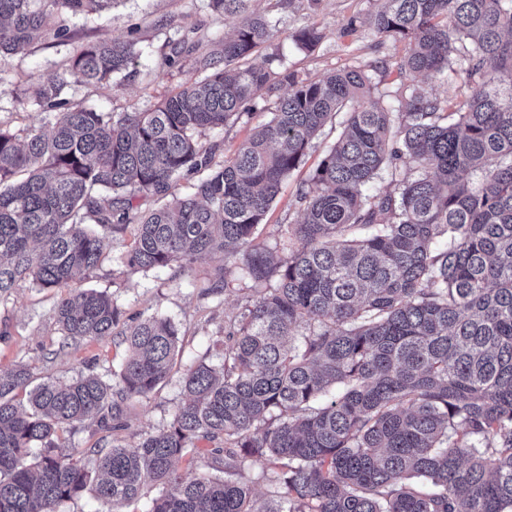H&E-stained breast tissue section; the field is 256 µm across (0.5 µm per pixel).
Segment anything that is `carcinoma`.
<instances>
[{
    "instance_id": "1",
    "label": "carcinoma",
    "mask_w": 512,
    "mask_h": 512,
    "mask_svg": "<svg viewBox=\"0 0 512 512\" xmlns=\"http://www.w3.org/2000/svg\"><path fill=\"white\" fill-rule=\"evenodd\" d=\"M114 0H0V57L47 21L102 13ZM239 15L209 71L146 112L114 115L59 98L70 77L108 83L139 58L129 41L83 45L52 83L17 97L50 116L47 134L0 127V302L20 284L68 286L99 267L103 238L135 226L132 272L220 256L217 288L242 291L222 349L182 375L170 422L128 449L64 444L88 420L120 427L122 404L168 377L180 334L155 312L131 322L105 291L74 287L56 307L57 352L123 337L117 377L31 386L0 372V512H57L92 492L123 512L154 484L148 512H512V0H377L373 35L407 41L398 112L365 99L360 68L302 82L250 58L279 20L246 0H211ZM316 46L323 34L300 28ZM461 70L480 77L461 100L422 88ZM271 118L216 160L206 132L280 86ZM345 119L299 191L302 218L256 229L323 127ZM388 170L392 191L366 187ZM193 194L147 213L133 200ZM284 257L275 259V253ZM25 392L27 404L17 400ZM203 469L179 470L200 440ZM246 459L271 467L278 507L245 480Z\"/></svg>"
}]
</instances>
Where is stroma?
Instances as JSON below:
<instances>
[{
    "label": "stroma",
    "instance_id": "obj_1",
    "mask_svg": "<svg viewBox=\"0 0 512 512\" xmlns=\"http://www.w3.org/2000/svg\"><path fill=\"white\" fill-rule=\"evenodd\" d=\"M254 9L280 18L277 33L255 58L279 60L301 81L346 68L369 69L386 58L398 62L406 53L402 43L377 45L367 20L375 0H254ZM233 17L212 12L210 0H117L106 13L65 16L59 26L69 32L67 41L56 35L57 26H48L28 48L0 59V126L18 136L48 131V119L36 103L16 105L14 96L30 80L54 81L62 73L74 51L89 41L129 40L141 53L140 64L130 75H117L104 85L71 83L64 88L69 102L101 112H143L186 82L203 77L200 62L213 52L231 32ZM314 27L323 41L314 49L301 48L292 38L294 31ZM182 40L186 49L174 64H165L172 42ZM282 89L257 100L252 116L208 132L207 141L222 142L232 153L252 128L269 120V108ZM336 124L327 125L315 139L304 161L283 184L275 203L259 227V242L272 243L279 225L297 222L302 216L297 194L302 183L317 167L334 143ZM133 240L132 233L109 234L98 269L83 285L107 292L124 317L158 312L180 324L184 332L176 365L169 378L146 399L134 398L123 406L122 430L114 439L136 447L143 433L165 425L175 405L182 399L181 376L191 360L205 354L218 340L216 326L232 315L237 301L230 289L206 298L208 286L221 259L205 256L190 267L148 273L130 271L121 261ZM65 289L45 292L30 284L16 288L13 297L0 303V370L25 364L35 378L69 380L81 373L105 375L117 371L126 355L120 337L88 341L57 353L59 341L55 305Z\"/></svg>",
    "mask_w": 512,
    "mask_h": 512
}]
</instances>
